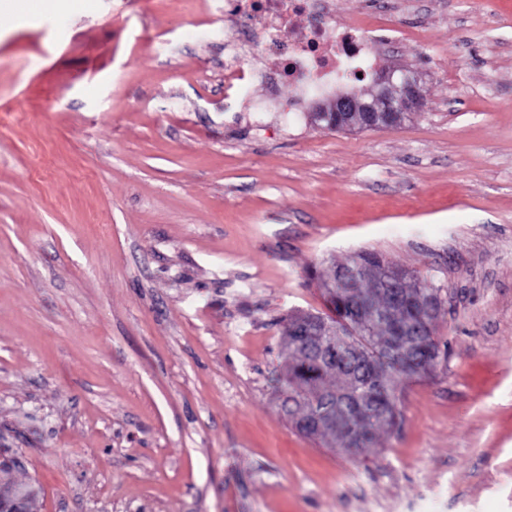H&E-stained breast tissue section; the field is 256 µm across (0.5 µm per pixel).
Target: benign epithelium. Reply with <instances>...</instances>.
I'll list each match as a JSON object with an SVG mask.
<instances>
[{"mask_svg": "<svg viewBox=\"0 0 512 512\" xmlns=\"http://www.w3.org/2000/svg\"><path fill=\"white\" fill-rule=\"evenodd\" d=\"M425 107V90L421 78L415 71L404 66H392L381 70L373 82L360 90L342 91L335 98L317 106L318 112H363L371 125L385 124L391 128L399 126L413 112H421ZM447 296L439 291L426 298L410 299L407 304L421 326L416 335L423 334L430 317L441 315ZM350 316L364 323H378L385 320V312L372 308H353ZM395 349L405 353L414 362L435 366L437 353L432 349L415 348L407 329L397 330ZM298 341L308 345L320 365L336 361V354L352 351L358 346L357 336H328L325 340L312 338V332L305 331Z\"/></svg>", "mask_w": 512, "mask_h": 512, "instance_id": "1", "label": "benign epithelium"}]
</instances>
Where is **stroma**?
Returning <instances> with one entry per match:
<instances>
[{
	"label": "stroma",
	"mask_w": 512,
	"mask_h": 512,
	"mask_svg": "<svg viewBox=\"0 0 512 512\" xmlns=\"http://www.w3.org/2000/svg\"><path fill=\"white\" fill-rule=\"evenodd\" d=\"M398 3L336 87L405 65L425 109L353 131L285 85L225 99L224 0L0 11V448L31 512H512V0ZM363 251L451 300L353 456L274 377Z\"/></svg>",
	"instance_id": "obj_1"
}]
</instances>
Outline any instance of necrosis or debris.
<instances>
[{
    "mask_svg": "<svg viewBox=\"0 0 512 512\" xmlns=\"http://www.w3.org/2000/svg\"><path fill=\"white\" fill-rule=\"evenodd\" d=\"M224 11L240 23L237 41L224 46L230 58L224 66L228 97H249L258 81L271 87L285 82L299 90L329 85L359 57L361 44L399 34L384 14L338 26L331 0H224ZM254 17L262 22L260 30L250 27ZM250 46L272 57L275 68L254 74L244 55Z\"/></svg>",
    "mask_w": 512,
    "mask_h": 512,
    "instance_id": "obj_1",
    "label": "necrosis or debris"
}]
</instances>
